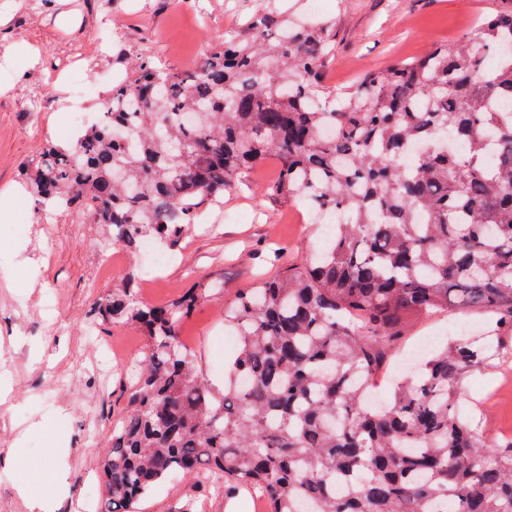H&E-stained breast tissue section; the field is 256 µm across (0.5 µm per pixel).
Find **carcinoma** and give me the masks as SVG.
I'll return each instance as SVG.
<instances>
[{"label": "carcinoma", "mask_w": 512, "mask_h": 512, "mask_svg": "<svg viewBox=\"0 0 512 512\" xmlns=\"http://www.w3.org/2000/svg\"><path fill=\"white\" fill-rule=\"evenodd\" d=\"M464 40L330 93L320 73L336 21L296 24L266 0L249 39L217 38L200 66L141 55L101 116L30 174L35 209H78L134 251L170 249L224 190L269 157L271 189L346 220L310 263L282 267L224 308L235 327L224 398L179 336L202 294L96 301L108 324L150 339L128 410L100 458L101 512H137L166 478L201 473L267 512H512V441L488 442L460 412L462 380L503 358L512 332V0ZM468 145L462 155L448 140ZM453 308L495 318L366 402L410 322Z\"/></svg>", "instance_id": "cac0c4a2"}]
</instances>
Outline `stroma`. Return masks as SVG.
Returning <instances> with one entry per match:
<instances>
[{
	"label": "stroma",
	"mask_w": 512,
	"mask_h": 512,
	"mask_svg": "<svg viewBox=\"0 0 512 512\" xmlns=\"http://www.w3.org/2000/svg\"><path fill=\"white\" fill-rule=\"evenodd\" d=\"M497 0H327L336 21L335 50L325 67L327 87L353 86L360 74L383 70L437 43L462 39ZM264 0H0V191L26 185L48 145H67L74 117L95 122L107 94L108 72L119 52L154 58L166 68L197 67L218 36L243 38L246 21ZM36 62L7 56L18 41ZM84 69L96 84L90 96L73 94L68 75ZM277 162L257 165L248 184L224 192L225 218L209 211L201 227L154 267L113 243L85 214L43 212L21 224L0 222V449L17 448L21 465L0 456V512H28L16 487L36 483L54 439H62L67 493L49 491L52 512H97L104 475L101 452L123 417L149 339L132 324L98 330V297L126 285L143 304L171 303L189 289L204 296L181 328L200 376L223 395L237 354L224 307L240 289L272 276L273 259L303 263L323 246L325 227L299 203L269 186ZM52 313H44L46 299ZM490 320L482 312H444L412 322L376 383L387 400L412 348L426 337L444 343L461 329L476 333ZM117 356L105 359L104 343ZM512 382L500 367L473 371L463 386L461 413L491 442L512 430ZM23 445H16L20 431ZM139 512H251L248 490H223L193 477L167 480L140 503Z\"/></svg>",
	"instance_id": "1"
}]
</instances>
